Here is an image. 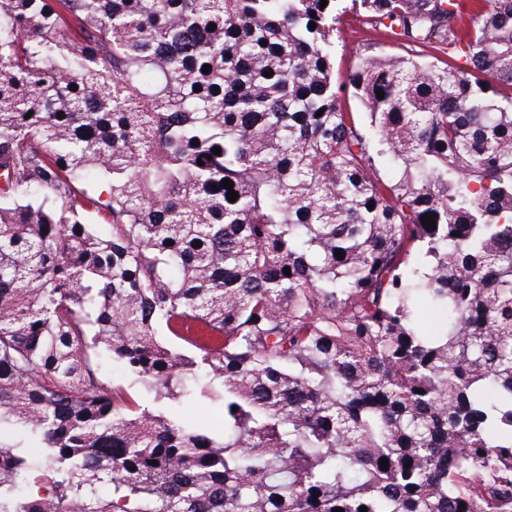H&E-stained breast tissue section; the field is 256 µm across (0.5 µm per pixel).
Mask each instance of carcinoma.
<instances>
[{
	"label": "carcinoma",
	"instance_id": "1",
	"mask_svg": "<svg viewBox=\"0 0 512 512\" xmlns=\"http://www.w3.org/2000/svg\"><path fill=\"white\" fill-rule=\"evenodd\" d=\"M320 2L0 0V512H512V0ZM340 28L334 57V69L338 83L345 81L355 69L364 50L374 52L381 50L385 53L402 52L397 41L388 38L380 31H375L371 25L365 22L362 15L347 14L343 18Z\"/></svg>",
	"mask_w": 512,
	"mask_h": 512
}]
</instances>
